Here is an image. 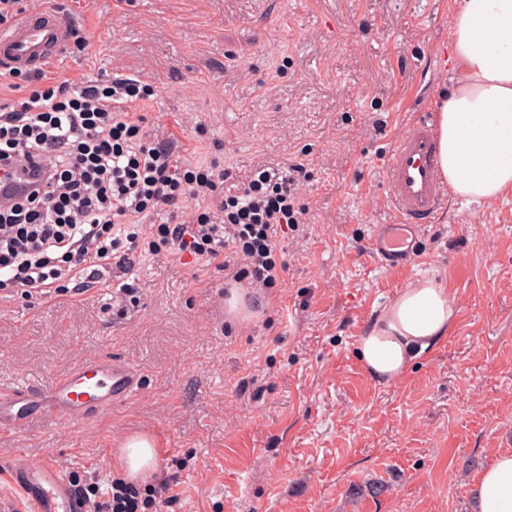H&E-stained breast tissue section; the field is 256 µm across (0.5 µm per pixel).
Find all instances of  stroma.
Returning <instances> with one entry per match:
<instances>
[{
	"label": "stroma",
	"mask_w": 512,
	"mask_h": 512,
	"mask_svg": "<svg viewBox=\"0 0 512 512\" xmlns=\"http://www.w3.org/2000/svg\"><path fill=\"white\" fill-rule=\"evenodd\" d=\"M50 4L77 39L46 76L150 85L146 130L236 183L303 164L305 214L276 243L281 285L242 289L247 319L223 269L163 254L78 295L0 297V386L44 387L101 355L141 372L96 421L0 434V474L50 460L106 497L120 443L148 434L162 512H474L478 474L512 448V191L448 199L406 268L369 247L398 221L384 167L407 105L434 106L455 75L457 0H20L32 17ZM423 276L449 288L456 321L401 381L374 383L358 342Z\"/></svg>",
	"instance_id": "stroma-1"
}]
</instances>
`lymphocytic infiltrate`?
I'll return each instance as SVG.
<instances>
[{"label": "lymphocytic infiltrate", "instance_id": "obj_1", "mask_svg": "<svg viewBox=\"0 0 512 512\" xmlns=\"http://www.w3.org/2000/svg\"><path fill=\"white\" fill-rule=\"evenodd\" d=\"M153 91L135 80L73 85L38 75L24 101L0 107V163L26 171L31 186L0 203V288L21 295L59 292L60 281L95 279L99 268L129 269L138 249L189 256L224 267L228 285L272 288L286 267L276 256L281 233L300 224L296 184L303 164L256 170L247 186L230 172L175 159L171 141L145 131L136 105ZM196 201L192 220L138 228L157 211L177 214ZM218 201L223 222L211 218ZM168 483L112 480L111 497L92 512H151Z\"/></svg>", "mask_w": 512, "mask_h": 512}]
</instances>
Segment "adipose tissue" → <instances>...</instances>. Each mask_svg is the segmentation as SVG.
Instances as JSON below:
<instances>
[{
  "label": "adipose tissue",
  "instance_id": "1",
  "mask_svg": "<svg viewBox=\"0 0 512 512\" xmlns=\"http://www.w3.org/2000/svg\"><path fill=\"white\" fill-rule=\"evenodd\" d=\"M451 29L459 77L436 102L439 169L454 196L488 204L512 189V0H462ZM456 317V300L437 278L403 288L360 339L369 379L399 382ZM155 446L151 436L128 437L116 461L127 476L149 473ZM473 496L475 512H512V449L492 454Z\"/></svg>",
  "mask_w": 512,
  "mask_h": 512
}]
</instances>
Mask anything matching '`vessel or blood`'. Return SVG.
I'll list each match as a JSON object with an SVG mask.
<instances>
[{
  "instance_id": "b4317fda",
  "label": "vessel or blood",
  "mask_w": 512,
  "mask_h": 512,
  "mask_svg": "<svg viewBox=\"0 0 512 512\" xmlns=\"http://www.w3.org/2000/svg\"><path fill=\"white\" fill-rule=\"evenodd\" d=\"M68 37L69 28L58 13L43 11L0 29V60L21 70H40L62 54ZM385 179L399 221L375 225L371 250L379 263L398 266L414 258L424 225L446 202L430 113H418L395 142ZM139 385L140 376L129 364L101 357L75 363L46 389L24 382L0 387V432H24L33 417L42 414L75 425L93 420L134 394ZM5 476L19 492L16 512H86L81 494L51 461L32 465L18 458Z\"/></svg>"
}]
</instances>
